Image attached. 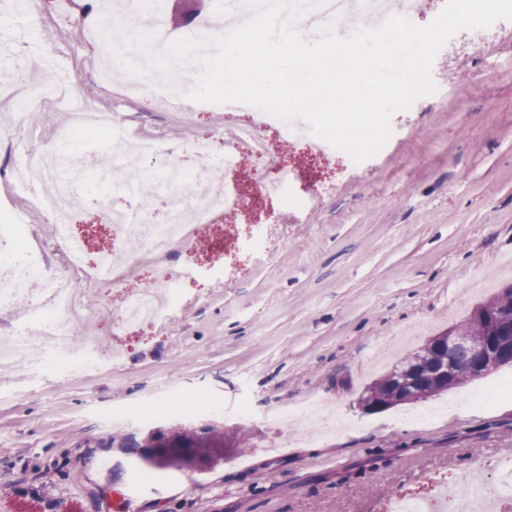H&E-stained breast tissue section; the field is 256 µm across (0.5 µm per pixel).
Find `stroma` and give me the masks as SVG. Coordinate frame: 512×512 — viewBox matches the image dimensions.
<instances>
[{"label": "stroma", "instance_id": "35a3bbf8", "mask_svg": "<svg viewBox=\"0 0 512 512\" xmlns=\"http://www.w3.org/2000/svg\"><path fill=\"white\" fill-rule=\"evenodd\" d=\"M81 10L104 21L105 0H71L65 13L42 0L44 39L7 27L16 61H65L75 94L197 168L194 139L246 123L247 113L229 119L220 105L159 112L130 96L124 80L100 83ZM431 79L435 92L395 111L389 139L364 161L274 142L273 157H288L299 174L287 199L255 196L209 228L210 238L231 232L229 252L174 256L178 304L157 323L119 335L96 317L147 286L148 274L125 288L86 289L89 317L71 347L96 338L118 359L29 374L0 364V512H113L118 493L129 512H383L390 497L445 478L466 495L469 471L512 448V392L487 408L464 395L512 378L511 366L436 396L448 413L427 423L400 421L422 402L369 412L360 398L512 282L502 269L512 256V20L454 33ZM62 121L50 113L40 133L27 134L0 97V130L12 134L0 139V158L42 151ZM111 194L101 184L72 205L92 259L109 243L100 200ZM274 217L281 228L265 255L249 258L254 226ZM310 398L334 408L343 426L324 434L297 419L286 433L270 421ZM146 407L157 411L148 423L136 416ZM185 421L229 440L202 471L148 476L120 446Z\"/></svg>", "mask_w": 512, "mask_h": 512}]
</instances>
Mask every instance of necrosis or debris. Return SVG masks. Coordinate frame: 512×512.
Here are the masks:
<instances>
[{
  "label": "necrosis or debris",
  "mask_w": 512,
  "mask_h": 512,
  "mask_svg": "<svg viewBox=\"0 0 512 512\" xmlns=\"http://www.w3.org/2000/svg\"><path fill=\"white\" fill-rule=\"evenodd\" d=\"M128 12L135 22L125 28V35L148 33L154 40L169 42L167 20L157 0H128ZM5 80L22 125L42 120L50 111L66 115L55 150L21 154L11 170L12 189L24 193L31 209L54 216L63 209L66 197L86 192L85 173L65 170V146L75 135L102 138L106 150L120 159L119 171H97L98 179L114 180L118 191L129 195L137 194L140 182L155 179L170 193L161 207L153 210L104 203L110 214L107 229L111 243L99 251L95 261H87V242L74 235L71 227L57 231V239L67 247L68 269L81 274L75 282L48 273L30 244L21 243L13 233L1 232L0 307L23 302L34 312L0 346L1 362L26 371L57 367L69 355L73 329L86 320L83 288L100 283L118 288L145 268L152 271L151 286L127 294L112 322L125 332L158 321L164 307L156 301V289L178 285L170 251L198 252L204 230L223 222L226 214L249 207V196L234 180L243 153L259 159L251 179L258 192L274 197L287 194L285 168L269 159L266 140L271 131L287 140L294 136L295 128L274 115L258 110L246 125L225 127L224 155L217 159L212 156V137L198 138L192 147L194 154L212 157L213 167L207 173L194 172L173 161L172 151L164 143L128 136L123 117L99 110L71 90L53 82H36L17 68L7 70ZM34 282L45 285L44 294L30 292ZM478 470L483 477L474 495L460 497L456 482L442 480L431 483L425 494L391 497L384 512H512V459H488L479 463Z\"/></svg>",
  "instance_id": "obj_1"
}]
</instances>
